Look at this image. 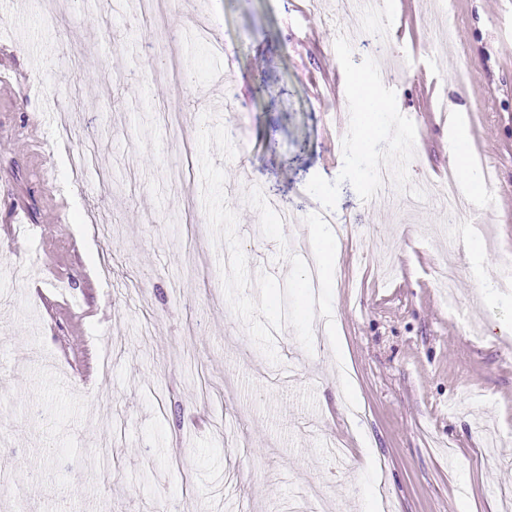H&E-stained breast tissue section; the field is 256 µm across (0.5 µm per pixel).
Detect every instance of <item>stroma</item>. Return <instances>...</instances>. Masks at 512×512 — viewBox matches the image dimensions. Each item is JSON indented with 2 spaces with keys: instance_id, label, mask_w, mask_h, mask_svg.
Wrapping results in <instances>:
<instances>
[{
  "instance_id": "obj_1",
  "label": "stroma",
  "mask_w": 512,
  "mask_h": 512,
  "mask_svg": "<svg viewBox=\"0 0 512 512\" xmlns=\"http://www.w3.org/2000/svg\"><path fill=\"white\" fill-rule=\"evenodd\" d=\"M362 22L338 0H166L154 21L135 0H0V226L28 224L0 238V512H512V297L475 288L467 231L512 253V0H382L371 25L403 37L377 59L338 38ZM161 29L184 81L161 76ZM359 73L392 108L357 155ZM452 102L494 176L453 226L407 191L451 169ZM206 112L235 132L225 194L251 275L289 269L252 188L295 214L305 261V216L351 227L312 350L286 326L270 361L226 300ZM406 142L376 195L373 157ZM24 473L38 485L10 494Z\"/></svg>"
}]
</instances>
